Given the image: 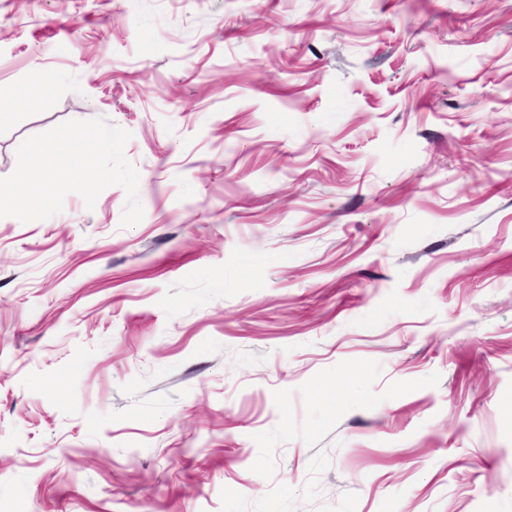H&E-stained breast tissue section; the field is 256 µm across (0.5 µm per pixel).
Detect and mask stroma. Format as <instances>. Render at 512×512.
<instances>
[{
	"label": "stroma",
	"instance_id": "stroma-1",
	"mask_svg": "<svg viewBox=\"0 0 512 512\" xmlns=\"http://www.w3.org/2000/svg\"><path fill=\"white\" fill-rule=\"evenodd\" d=\"M1 93L145 215L0 218V512H512V0H0Z\"/></svg>",
	"mask_w": 512,
	"mask_h": 512
}]
</instances>
